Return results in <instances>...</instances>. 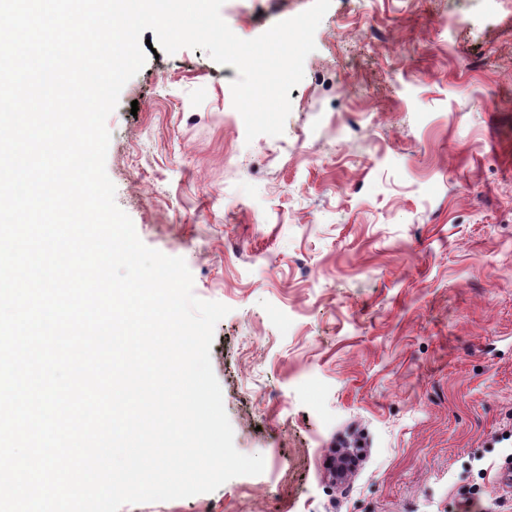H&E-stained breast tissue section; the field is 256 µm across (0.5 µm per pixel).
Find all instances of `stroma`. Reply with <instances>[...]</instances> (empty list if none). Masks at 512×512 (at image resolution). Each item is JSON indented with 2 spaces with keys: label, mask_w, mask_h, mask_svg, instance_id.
<instances>
[{
  "label": "stroma",
  "mask_w": 512,
  "mask_h": 512,
  "mask_svg": "<svg viewBox=\"0 0 512 512\" xmlns=\"http://www.w3.org/2000/svg\"><path fill=\"white\" fill-rule=\"evenodd\" d=\"M312 2L221 16L249 40ZM314 40L280 136L246 141L199 48L148 56L107 119L117 205L229 308L211 366L265 461L120 512H512V0H332Z\"/></svg>",
  "instance_id": "obj_1"
}]
</instances>
